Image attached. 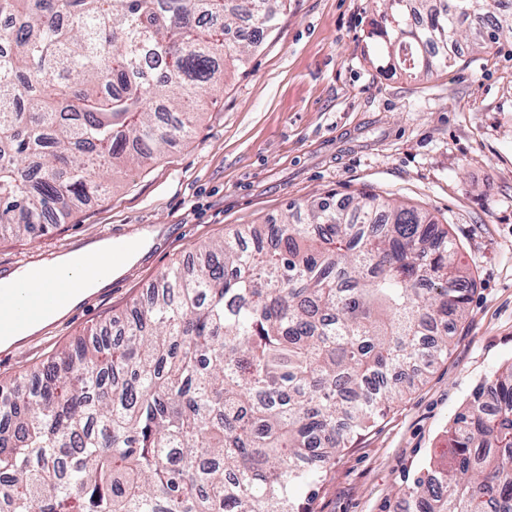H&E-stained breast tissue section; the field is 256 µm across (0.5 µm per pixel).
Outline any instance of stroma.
<instances>
[{
	"label": "stroma",
	"mask_w": 512,
	"mask_h": 512,
	"mask_svg": "<svg viewBox=\"0 0 512 512\" xmlns=\"http://www.w3.org/2000/svg\"><path fill=\"white\" fill-rule=\"evenodd\" d=\"M377 0H287L242 69L200 109L193 135L89 198L56 228L0 238V272L97 239L153 232L150 249L60 321L0 348V389L75 338L111 327L157 277L241 224L367 190L447 225L476 277L447 357L321 472L308 512H403L476 387L512 363V38L431 76L391 69Z\"/></svg>",
	"instance_id": "obj_1"
}]
</instances>
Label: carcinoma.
Segmentation results:
<instances>
[{"mask_svg":"<svg viewBox=\"0 0 512 512\" xmlns=\"http://www.w3.org/2000/svg\"><path fill=\"white\" fill-rule=\"evenodd\" d=\"M285 0H0V236L188 136ZM414 75L512 37V0H380ZM164 272L119 334L0 391V512H305L340 449L448 354L476 280L428 212L332 194ZM405 512H512V364L473 392Z\"/></svg>","mask_w":512,"mask_h":512,"instance_id":"carcinoma-1","label":"carcinoma"}]
</instances>
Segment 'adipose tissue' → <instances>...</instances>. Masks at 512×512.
<instances>
[{"label":"adipose tissue","mask_w":512,"mask_h":512,"mask_svg":"<svg viewBox=\"0 0 512 512\" xmlns=\"http://www.w3.org/2000/svg\"><path fill=\"white\" fill-rule=\"evenodd\" d=\"M140 257L138 249L114 255L111 241L100 240L79 250L40 260L20 271L0 279V289L27 288L32 292L50 287L60 277H67L70 288L69 306H79L90 294L104 288L114 275ZM68 308H50L35 321L20 328H10L0 333V346L7 347L66 316Z\"/></svg>","instance_id":"1"}]
</instances>
